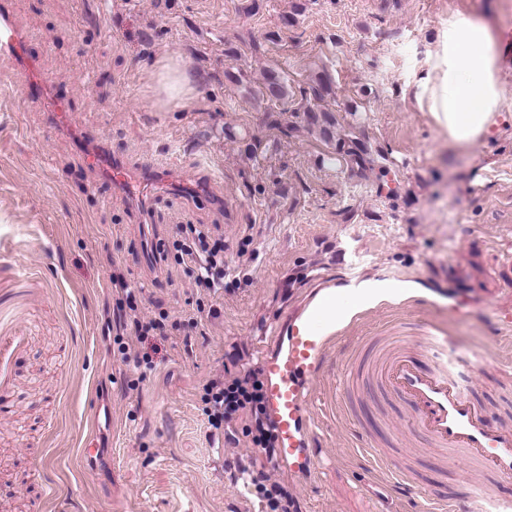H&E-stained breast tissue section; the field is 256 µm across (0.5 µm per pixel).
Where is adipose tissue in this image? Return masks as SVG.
I'll return each mask as SVG.
<instances>
[{"mask_svg":"<svg viewBox=\"0 0 512 512\" xmlns=\"http://www.w3.org/2000/svg\"><path fill=\"white\" fill-rule=\"evenodd\" d=\"M499 30L487 19L449 15L416 85V100L450 145L468 147L512 121L500 74Z\"/></svg>","mask_w":512,"mask_h":512,"instance_id":"obj_1","label":"adipose tissue"}]
</instances>
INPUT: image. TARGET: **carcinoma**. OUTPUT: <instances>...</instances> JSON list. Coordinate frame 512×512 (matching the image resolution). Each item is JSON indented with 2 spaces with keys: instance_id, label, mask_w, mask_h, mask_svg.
Masks as SVG:
<instances>
[{
  "instance_id": "1",
  "label": "carcinoma",
  "mask_w": 512,
  "mask_h": 512,
  "mask_svg": "<svg viewBox=\"0 0 512 512\" xmlns=\"http://www.w3.org/2000/svg\"><path fill=\"white\" fill-rule=\"evenodd\" d=\"M313 96L323 101L333 92L332 78L326 71L315 75L314 86L311 87ZM262 98L276 104L288 100V83L285 77L277 70L269 68L263 72L261 90ZM303 127L310 132H318L327 142H334L332 151L326 155L327 163L334 165L343 161L359 170L374 169L376 159L363 134L357 127L351 125L345 133L337 132L340 123L336 114L328 107L313 104H301L297 108Z\"/></svg>"
}]
</instances>
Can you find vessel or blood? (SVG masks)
<instances>
[{
  "mask_svg": "<svg viewBox=\"0 0 512 512\" xmlns=\"http://www.w3.org/2000/svg\"><path fill=\"white\" fill-rule=\"evenodd\" d=\"M10 0H0V61L10 62L25 77L31 97L42 101L54 128L69 126L72 109L52 95L37 62L26 51L28 36L14 21ZM100 178L123 188L137 206L141 223H148L152 202L159 193L176 192L183 183L169 168L153 165L132 169L123 155L101 141L86 143L83 152ZM26 289L0 295V420L15 412L13 363L30 336L19 324V304ZM335 340V326L320 307L298 314L285 335L277 337L272 352L262 354L264 400L272 426L278 467L297 479H308L319 466L315 422L311 416L314 384ZM432 360L422 366L404 336L394 337L371 366V378L383 390L407 401L409 430L424 438L430 449L445 458L487 472L503 481L512 479V426L490 424L484 407L470 396V388L490 371H512V360L482 356L463 364L448 357V339H429ZM479 499L477 512H512V500L501 498L487 484L471 487Z\"/></svg>",
  "mask_w": 512,
  "mask_h": 512,
  "instance_id": "1",
  "label": "vessel or blood"
}]
</instances>
